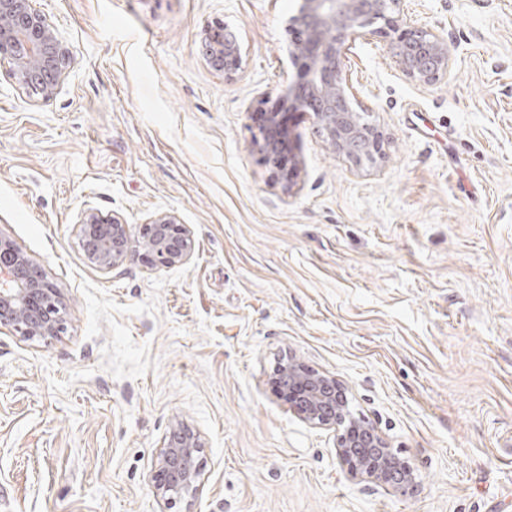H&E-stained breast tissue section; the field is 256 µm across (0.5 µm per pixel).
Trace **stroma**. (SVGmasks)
<instances>
[{
	"label": "stroma",
	"mask_w": 512,
	"mask_h": 512,
	"mask_svg": "<svg viewBox=\"0 0 512 512\" xmlns=\"http://www.w3.org/2000/svg\"><path fill=\"white\" fill-rule=\"evenodd\" d=\"M74 62L33 101L0 63V235L60 291L65 330H0V512H512V0H401L448 40L426 86L356 42L352 91L384 135L356 164L296 116L288 175L254 142L296 81L298 0H38ZM237 36L233 78L202 54ZM90 208L176 214L189 264L93 268ZM336 378L417 474L348 477L333 431L272 378ZM198 431V491L163 509L156 456Z\"/></svg>",
	"instance_id": "stroma-1"
}]
</instances>
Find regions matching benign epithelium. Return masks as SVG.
<instances>
[{
	"mask_svg": "<svg viewBox=\"0 0 512 512\" xmlns=\"http://www.w3.org/2000/svg\"><path fill=\"white\" fill-rule=\"evenodd\" d=\"M400 0H301L290 18L292 56L303 63L300 80L279 95L280 109L266 113L259 130L265 163L277 169L291 148V116L312 115L329 147L358 164L375 163L383 155L384 136L357 111L345 74L347 51L358 39L396 34L391 52L407 77L433 85L450 74L447 40L424 28L406 26ZM379 27L369 29L373 24ZM208 64L226 75L242 63L236 35L219 25L206 31L202 44ZM11 62L18 85L29 96L51 98L72 63L70 48L37 6V0H0V61ZM80 239L89 264L112 270L144 258L157 268L188 264L195 253L192 231L170 212L155 214L131 234L129 225L89 209L81 219ZM61 294L20 248L0 236V327L25 340L48 341L63 329ZM280 396L309 425L334 430L336 455L357 480L405 494L416 484L414 468L394 452L373 424L356 419L337 396L336 379L291 356L277 369ZM205 443L183 422L172 423L159 449L154 475L156 496L171 506L190 496L200 476L197 456Z\"/></svg>",
	"mask_w": 512,
	"mask_h": 512,
	"instance_id": "benign-epithelium-1",
	"label": "benign epithelium"
}]
</instances>
